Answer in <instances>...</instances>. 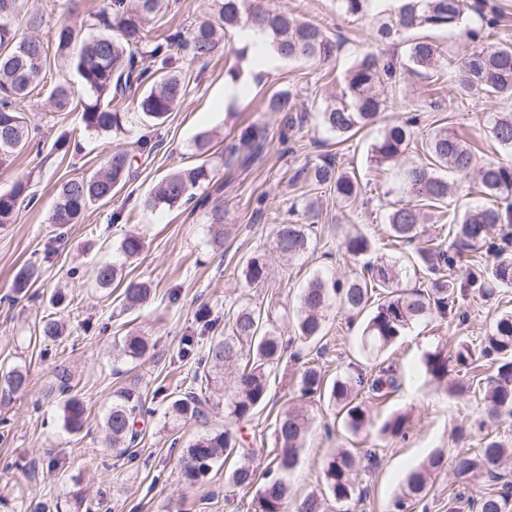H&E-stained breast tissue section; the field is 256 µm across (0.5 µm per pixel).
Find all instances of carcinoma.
<instances>
[{"mask_svg":"<svg viewBox=\"0 0 512 512\" xmlns=\"http://www.w3.org/2000/svg\"><path fill=\"white\" fill-rule=\"evenodd\" d=\"M388 21L378 29L381 38L412 34L421 29L454 30L464 22L468 11L482 15L487 26H498L499 17L484 13V4L469 0H393ZM211 18L193 27L188 35L181 31L160 34L147 26L150 17L162 9L164 0H107L93 16L98 33L86 38L82 29L65 25L54 34L56 53L75 66L87 90L80 100L81 121L88 131L119 134L124 130L125 113L114 101L127 93H139L137 109L146 122L163 124L185 94L184 77L173 47L187 44L192 58L207 60L220 48L228 32L258 26L266 35L269 48L284 60L325 62L337 49L334 42L317 24L301 21L286 10L267 9L255 0H213ZM38 28V13H21V0H0V155L23 151L36 137L29 128L19 105L39 86L44 78L47 55L43 43L35 36L18 38L17 25ZM467 46L457 65L450 71V81L460 95H480L485 99L512 97V43L482 46L476 44L478 33L468 32ZM407 64L410 71L427 70L436 65L439 48L425 37L407 40ZM397 61L384 53H367L346 71L345 100L329 103L320 112L322 127L346 141L361 129L373 125L385 110L387 99L397 90ZM72 92L62 83L56 85L50 98L64 109ZM269 112H296L298 107L288 90L274 92L267 101ZM489 132L498 146L512 154V113L494 112L487 117ZM416 120L411 118L388 125L367 149V161L380 168L397 167L400 187L414 203L393 204L385 211L384 221L395 244H416L413 254L396 259H369L373 253L371 239L363 233L347 235L345 253L355 261H363L360 272L349 277L315 274L298 295L293 325L288 317L272 309L241 306L224 315V335L209 340L193 374L196 384L220 390L230 384L224 400V429L195 437L185 449L181 467L185 481L193 484L206 478L217 465L241 456L227 476L230 486L247 489L259 485L251 501V512H288L292 500L288 473L299 463L311 419L302 408L288 407L273 422V458L259 475L253 465L255 451L244 448L237 426L249 422L269 403L271 379L288 367L291 345H316L323 339L328 311L337 306L356 315L366 314L359 348L366 357L379 358L401 338L412 325L434 317L445 320L460 298L476 290L492 295L494 288L512 287V162L477 163L472 147L455 132L441 128L421 141L414 135ZM269 139L268 128L254 122L241 135L240 146L230 149L225 165L244 166L263 149ZM420 149L427 161L406 159L410 149ZM134 156L125 149H115L105 170L92 176H77L65 181L59 192L51 223L75 224L93 204L109 201L133 175ZM458 179L474 178L469 188L486 198L495 199L488 207H475L463 215H448L446 243L441 235L424 236V224L430 209L448 204L452 186L447 173ZM310 184L329 189L339 203H354L360 192L358 180L339 170L330 159L308 170ZM211 182L209 170L199 165L168 174L145 200L149 208L181 207L195 198L194 190ZM30 178L20 177L12 188L0 193V225L12 224L19 203L28 197ZM214 249L224 248V209L213 206L209 211ZM275 252L288 261L302 259L311 247V225L277 224L273 229ZM144 250L143 239L127 234L119 245L124 262L138 259ZM469 251L473 268L463 280L447 279L445 271L454 268L455 255ZM493 256L487 263L483 256ZM120 271L116 263L103 264L95 271L100 288H110ZM424 273L430 283L428 291L407 289L412 275ZM270 274L266 260L260 255L249 257L242 266V276L250 288L263 286ZM151 299V288L141 282H129L122 292L125 310H137ZM64 330L61 320L44 319L39 333L46 339H58ZM152 346L145 336L129 334L119 340V351L125 360L137 362L150 354ZM481 354L497 363L495 375L482 382L478 375L471 381L448 382V363L470 371L472 347L464 342L448 357L443 349L426 354L424 368L428 376L445 383L448 396L463 399L480 391L486 402V415L494 420L501 414L512 415V312H502L491 331L480 344ZM55 380L63 397L62 423L68 432H79L85 421V406L71 394L72 374L67 367L56 369ZM27 376L13 368L0 374V402H8L26 388ZM399 383L392 366H382L377 374L356 373L325 379L321 368L307 365L295 376V388L304 397L327 398L338 409L345 429L355 435L368 422L369 408L361 394L384 398L397 390ZM208 400L203 388L185 391L169 398L164 412L175 426L198 421L205 416ZM156 412L148 405V396L130 382L112 393V403L105 417L106 440L112 450L122 456L137 443L142 430L139 424ZM409 418L397 413L386 419L379 433L384 438L405 434ZM512 459V448L490 439L474 453L454 456V474L458 478H482L497 483L503 479V468ZM447 451L432 453L423 463L405 474L400 491L394 496L389 512H412L429 492L432 475L447 463ZM360 464L349 448H338L326 461L323 471L324 493H312L295 503V512H323L324 496L332 497L340 512L360 499L356 482ZM448 512H512V486L504 483L501 490L477 499L460 491L448 499Z\"/></svg>","mask_w":512,"mask_h":512,"instance_id":"1","label":"carcinoma"}]
</instances>
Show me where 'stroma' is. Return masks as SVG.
<instances>
[{
  "mask_svg": "<svg viewBox=\"0 0 512 512\" xmlns=\"http://www.w3.org/2000/svg\"><path fill=\"white\" fill-rule=\"evenodd\" d=\"M270 8H285L297 17L318 23L337 43L335 58L327 63L289 62L269 57L256 66L252 55H240L238 37L226 40L223 51L208 61L181 56L186 92L167 121L148 127L139 121L132 99L119 101L127 114L125 130L112 133L83 131L79 109L58 110L49 94L59 83L70 86L75 98L85 90L74 68L55 58L54 33L61 25L90 22L104 0H29L38 10L37 34L49 60L46 74L23 109L30 127L36 128L41 145L0 159V192L9 191L21 176L31 179L33 203H21L15 223L0 226V369L27 371L29 386L0 405V512H53L55 505L81 496V512H248L253 490L227 495L224 470H213L198 483L184 480L180 459L191 437L200 428H222L224 395L212 394L206 425L189 424L180 432L165 428L162 416L145 425L136 445L135 459L117 456L106 448L101 424L111 405L112 393L126 380L139 387L163 408L165 397L184 390L197 360L182 357L185 337H197L205 322L223 324L230 307L250 305L284 310L294 306L301 286L316 270L339 275L355 272L344 254L342 242L351 227L370 237L376 256H398L403 246L391 245L382 214L386 204L406 202L394 170L369 167L368 145L391 123L419 116L416 137L447 127L465 136L480 159H503V151L490 137L481 116L486 112H512V99L484 101L457 96L452 107L430 109L431 101L448 95V63L461 55L468 40L465 32L431 31L441 51L437 66L427 71L403 72L400 91L389 98L376 124L341 142L319 124L326 99L341 95L343 76L361 56L382 49L403 56L399 38L379 41L376 29L381 7L371 0L357 16L340 14L336 0H263ZM212 13L211 0H169V8L157 23L162 29L190 31ZM249 72L246 92L235 102L224 100L228 70ZM286 88L298 95L306 119L293 129L288 142L279 135L288 121L285 113L270 112L265 100ZM269 130L270 143L251 166L225 167L224 148L237 141L240 131L254 120ZM214 132L207 153H200L195 137ZM72 136L69 153L53 148L61 134ZM151 135L157 147L139 158L138 167L125 186L104 205L95 204L77 224L57 227L49 217L57 193L67 179L102 171L115 147L135 149L142 135ZM335 156L337 165L355 175L361 192L348 207L332 191L315 193L319 209L314 219L315 236L308 254L299 261H281L272 249V227L288 216L295 201L312 194L299 178V170L320 156ZM213 168L212 184H201L197 195H216L224 205V249L215 251L206 209L188 206L168 209L145 207L153 187L167 174L199 164ZM121 214L113 223V214ZM137 229L144 239L142 259L125 264L127 280L148 282L150 303L137 312L124 311L122 286L98 287L93 271L115 260L125 233ZM265 255L270 275L261 288L246 287L240 269L246 258ZM32 268L37 276L27 293L15 294L16 274ZM65 294L64 309L50 302L56 290ZM463 320L425 319L413 325L387 356L400 382L384 401L369 400L372 422L357 435L347 433L335 409L319 398H302L293 389L292 377L270 384L267 407L243 426L252 447H261L271 432L278 411L296 404L308 411L312 423L297 469L288 482L295 495L323 488V463L332 448L353 443L375 459L362 462L357 482L364 489L362 501L352 512H387L407 470L439 449L475 451L486 439L512 445V416L488 419L483 398L470 395L449 398L443 387L424 371L426 353L435 348L455 352L461 342H474L493 327L502 311L512 310V288L496 289L492 299L476 296L460 299ZM61 313L67 323L63 336L46 340L38 335L44 316ZM149 336L152 358L135 363L128 375L118 374L112 360V342L129 333ZM359 327L344 310L332 308L322 343L323 367L328 377L346 374L351 364L371 370L373 360L358 349ZM74 374V391L84 401L82 431L67 432L61 425L59 396L53 387L59 365ZM406 412L410 421L404 436L385 439L379 427L387 417ZM478 497L490 485L476 479L462 482L452 468L438 474L425 500V512H448V498L459 489Z\"/></svg>",
  "mask_w": 512,
  "mask_h": 512,
  "instance_id": "1",
  "label": "stroma"
}]
</instances>
